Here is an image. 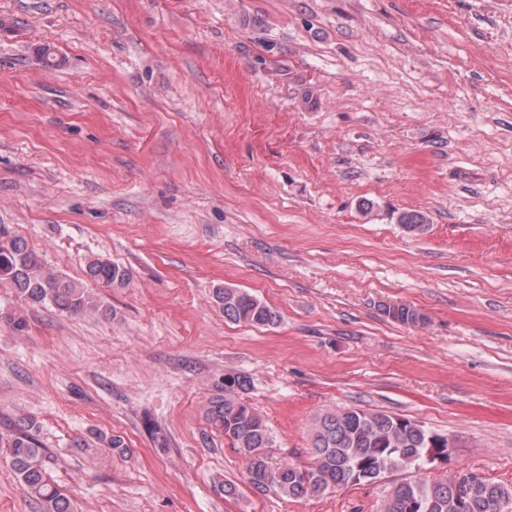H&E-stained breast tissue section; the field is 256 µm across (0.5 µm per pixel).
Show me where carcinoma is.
Wrapping results in <instances>:
<instances>
[{"label":"carcinoma","instance_id":"1","mask_svg":"<svg viewBox=\"0 0 512 512\" xmlns=\"http://www.w3.org/2000/svg\"><path fill=\"white\" fill-rule=\"evenodd\" d=\"M396 223L413 224L423 233L430 218L423 212L399 213ZM89 281L110 288L128 279V271L105 258L85 263ZM0 286L27 304L52 305L71 315L112 318V309L83 283L68 279L46 266L25 239L0 225ZM212 299L224 319L236 324L271 326L279 313L256 295L241 288H216ZM384 314L406 325L425 323L426 317L408 306H386ZM252 387L243 374L224 377L222 392L207 402L204 415L211 428L224 436L246 464L245 479L256 494L273 492L288 499L321 496L368 482V476L404 471L410 477L392 484L382 512H512V486L475 472L430 477L436 462L448 461V445L429 447L433 430L385 411L339 407L317 417L309 431L313 462L275 463V436L265 418L242 394ZM32 420L16 424L7 441L9 461L22 489L38 512H74L69 489L50 473L51 457L36 438Z\"/></svg>","mask_w":512,"mask_h":512}]
</instances>
